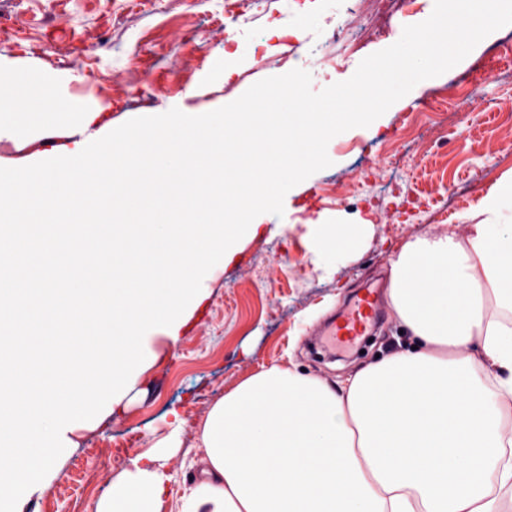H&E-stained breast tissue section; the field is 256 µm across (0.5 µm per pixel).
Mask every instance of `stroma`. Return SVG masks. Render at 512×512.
<instances>
[{"mask_svg":"<svg viewBox=\"0 0 512 512\" xmlns=\"http://www.w3.org/2000/svg\"><path fill=\"white\" fill-rule=\"evenodd\" d=\"M341 0H0V96L16 112L14 131L0 135V167L42 159L43 141L70 155L83 112L96 113L106 135L126 121L171 108L206 113L230 103L252 84L295 68L312 75L313 89L349 79L360 61L397 42L404 26L431 15L434 0L401 17L383 34L354 47L327 43L318 24L292 31V15L319 20ZM240 41L259 33V51L241 48L232 76L224 74V28ZM512 42V25L479 42L458 65L417 84L368 127L335 136L330 167L285 196L290 224L272 227V214L205 278L177 336L152 339V360L115 397L107 416L81 423L22 512H95L113 480L134 462L170 447L160 512H179L200 478L201 425L213 403L248 377L273 366L322 379L354 371L405 349L409 333L390 302L372 337L332 353L313 332L369 280L388 276L402 247L447 232L466 238L483 219L479 200L512 174V70L489 75L484 99L456 110L474 62ZM49 85L74 109L59 126H42L30 110L31 84ZM422 118L419 135L406 125ZM364 190L348 192L352 179ZM318 224L362 227L360 242L337 257L315 253Z\"/></svg>","mask_w":512,"mask_h":512,"instance_id":"35a3bbf8","label":"stroma"}]
</instances>
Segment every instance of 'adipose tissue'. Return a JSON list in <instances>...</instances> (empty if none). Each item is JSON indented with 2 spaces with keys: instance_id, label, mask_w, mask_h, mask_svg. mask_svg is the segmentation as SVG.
<instances>
[{
  "instance_id": "obj_1",
  "label": "adipose tissue",
  "mask_w": 512,
  "mask_h": 512,
  "mask_svg": "<svg viewBox=\"0 0 512 512\" xmlns=\"http://www.w3.org/2000/svg\"><path fill=\"white\" fill-rule=\"evenodd\" d=\"M481 223L405 246L391 305L413 347L329 384L273 367L210 409L184 512H502L512 496V175ZM499 486L490 488L489 471ZM165 476L134 466L96 512H159Z\"/></svg>"
}]
</instances>
